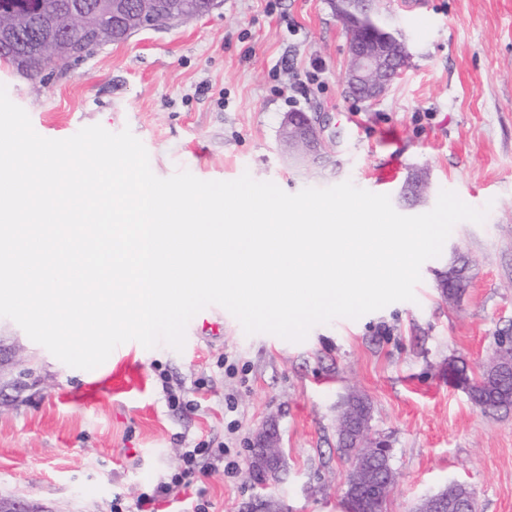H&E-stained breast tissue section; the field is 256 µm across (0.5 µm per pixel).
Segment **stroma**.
<instances>
[{"label": "stroma", "instance_id": "stroma-1", "mask_svg": "<svg viewBox=\"0 0 512 512\" xmlns=\"http://www.w3.org/2000/svg\"><path fill=\"white\" fill-rule=\"evenodd\" d=\"M380 17L410 57L373 105L345 92L347 35L329 0H219L63 70L28 76L0 62V84L40 136L130 129L161 178L247 173L289 194L348 180L404 215L430 211L447 189L487 211L483 223H457L423 263L415 301L316 325L300 343L246 335L211 305L188 323L182 351L129 341L81 370L0 317V339L23 350L10 376L25 383L0 394V496L112 512L113 500L130 506L170 480L182 449L199 446L225 449L234 473L197 472L159 512H242L259 492L244 477L253 441L269 430L284 459L281 512H347L336 426L357 391L372 406L371 437L392 448L385 512H414L451 482L479 512H512V408L481 412L448 379L449 363L479 370L512 336V0H381ZM294 111L320 114L335 166L289 165L280 129ZM418 169L432 190L407 207L402 185ZM458 257L470 285L449 302L439 276Z\"/></svg>", "mask_w": 512, "mask_h": 512}]
</instances>
